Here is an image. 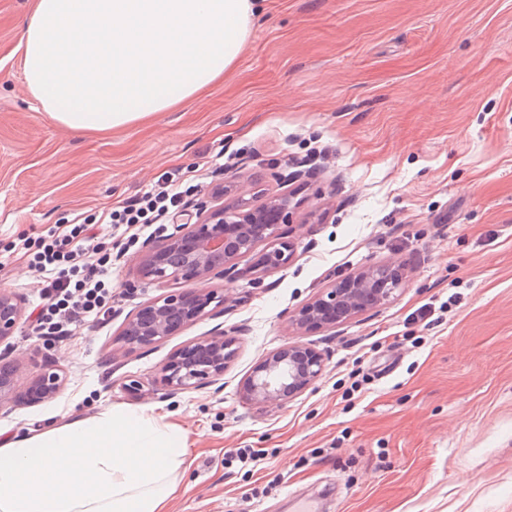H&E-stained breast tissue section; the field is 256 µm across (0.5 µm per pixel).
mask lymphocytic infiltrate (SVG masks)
<instances>
[{
  "label": "lymphocytic infiltrate",
  "instance_id": "obj_1",
  "mask_svg": "<svg viewBox=\"0 0 512 512\" xmlns=\"http://www.w3.org/2000/svg\"><path fill=\"white\" fill-rule=\"evenodd\" d=\"M192 183L175 170L162 175L150 189L117 207L95 214H77L71 223L56 224L45 234L24 241L20 254L44 277L34 331L56 336L70 326L96 318L112 299V255L100 245L103 233L136 246L152 236L167 214L178 209Z\"/></svg>",
  "mask_w": 512,
  "mask_h": 512
}]
</instances>
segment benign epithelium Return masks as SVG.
<instances>
[{"instance_id":"benign-epithelium-1","label":"benign epithelium","mask_w":512,"mask_h":512,"mask_svg":"<svg viewBox=\"0 0 512 512\" xmlns=\"http://www.w3.org/2000/svg\"><path fill=\"white\" fill-rule=\"evenodd\" d=\"M195 205V221L159 241L145 242L136 258L138 280L169 286L165 294L125 316L113 340L131 353L155 347L184 328L226 310L227 299L211 287L215 279L238 275L236 260L256 254L250 273L282 268L293 256L289 224L298 202L289 192L263 193L248 181L224 186ZM406 264L369 265L333 282L291 316L299 331L334 329L361 315L379 311L402 290L409 278ZM25 314L22 301L0 290V344L15 335ZM241 329L216 328L210 335L177 348L159 369L155 384L163 394L223 385L224 370L237 352ZM25 353L0 349V412L38 405L55 398L65 385L64 372L53 357L42 356L41 370L27 376ZM325 357L303 342L284 345L259 361L244 380L240 396L259 407L281 406L315 383Z\"/></svg>"}]
</instances>
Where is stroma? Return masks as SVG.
I'll return each mask as SVG.
<instances>
[{
  "mask_svg": "<svg viewBox=\"0 0 512 512\" xmlns=\"http://www.w3.org/2000/svg\"><path fill=\"white\" fill-rule=\"evenodd\" d=\"M29 2L0 0V289L26 311L41 284L15 245L165 172L196 176L201 196L252 180L302 205L287 266L214 280L231 301L223 317L151 349L113 348L125 316L161 293L138 282L133 250L112 267L105 320L60 339L24 322L16 352L52 354L67 382L0 415V434L161 408L189 431L193 458L170 512H299L313 499L324 512H512V0H264L222 80L105 133L66 129L25 94ZM387 260L413 268L393 302L332 330H292L322 288ZM219 325L243 330L222 390L151 391L171 352ZM297 341L326 353L321 378L283 406L247 405L239 387L253 366ZM128 378L143 391H126ZM241 446L265 450L260 469L225 465Z\"/></svg>",
  "mask_w": 512,
  "mask_h": 512,
  "instance_id": "35a3bbf8",
  "label": "stroma"
}]
</instances>
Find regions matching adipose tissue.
<instances>
[{
	"instance_id": "ef3b65f1",
	"label": "adipose tissue",
	"mask_w": 512,
	"mask_h": 512,
	"mask_svg": "<svg viewBox=\"0 0 512 512\" xmlns=\"http://www.w3.org/2000/svg\"><path fill=\"white\" fill-rule=\"evenodd\" d=\"M256 17V0H33L25 90L70 130L121 129L221 80ZM189 448L166 414L122 406L0 440V512H169Z\"/></svg>"
}]
</instances>
